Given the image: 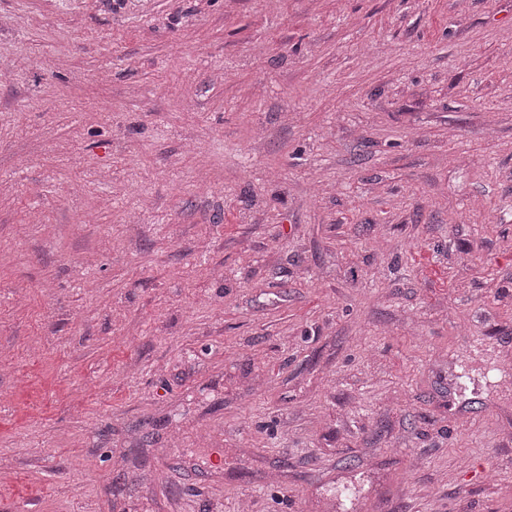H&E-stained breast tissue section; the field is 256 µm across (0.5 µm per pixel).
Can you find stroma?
Masks as SVG:
<instances>
[{
    "label": "stroma",
    "mask_w": 512,
    "mask_h": 512,
    "mask_svg": "<svg viewBox=\"0 0 512 512\" xmlns=\"http://www.w3.org/2000/svg\"><path fill=\"white\" fill-rule=\"evenodd\" d=\"M0 17V512H512V0Z\"/></svg>",
    "instance_id": "obj_1"
}]
</instances>
